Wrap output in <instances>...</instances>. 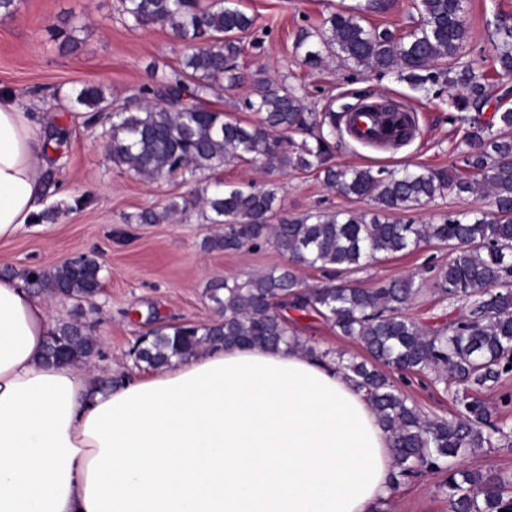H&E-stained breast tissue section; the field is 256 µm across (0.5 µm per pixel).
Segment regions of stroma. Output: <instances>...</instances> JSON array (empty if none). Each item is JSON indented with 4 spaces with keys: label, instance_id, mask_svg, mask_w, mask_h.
Wrapping results in <instances>:
<instances>
[{
    "label": "stroma",
    "instance_id": "1",
    "mask_svg": "<svg viewBox=\"0 0 512 512\" xmlns=\"http://www.w3.org/2000/svg\"><path fill=\"white\" fill-rule=\"evenodd\" d=\"M241 2L255 20L253 29L240 39L241 80L234 86L216 88L206 100L210 108L246 124L259 123V113L247 110L244 101L260 79L288 80L299 88L306 111L312 113L338 112L343 106L365 100L391 101L413 113L417 126L414 138L387 147L345 135L334 153L336 164L463 168L465 126L453 105L460 88L430 83L416 89L398 73L380 76L333 54L325 55L316 68L301 62L295 50L298 31L318 30L331 12L360 0ZM464 6L472 27L471 44L475 54L482 57L480 65L489 83V99L480 110L487 122L498 110L512 108V74L494 70L489 60L497 18L503 13L512 15V0H465ZM68 27L73 28L77 45L62 53L57 49L56 32ZM180 53L169 27H129L121 15L120 0H22L14 19L0 21V93H11L22 111L31 113L43 126L71 131L66 157L46 165L57 186L39 203L43 209L59 206L60 214L51 223L24 225L16 238L0 242V269L52 268L77 254L98 258L102 288L93 308L85 312L99 347L96 365L89 371L94 379L141 375L130 350L138 336L151 329L215 320L217 312L207 296L212 282L241 281L288 263L271 243L257 249L205 250L204 241L215 235L218 227L195 205L158 224L137 223L136 216L142 210L160 212L169 203L189 197L193 182L178 178L152 182L121 170L112 164L105 149L108 119L93 125L73 124L66 99L72 87L98 84L111 96L113 107H133L139 102L140 88L153 83L154 70L177 67ZM218 177L236 186L276 182L281 206L271 218L275 224L310 211L373 212L370 200L342 196L314 173L274 172L261 160L230 162ZM87 193L93 195V202L76 205V198ZM492 200L484 189L463 197L448 193L415 209L397 212L396 218L438 224L449 214L472 209L492 212ZM453 255L452 249L432 243L355 272L332 277L320 269L301 268L297 275L311 287L334 278L367 289L396 278H413L420 292L409 313L420 323L430 324L454 318L465 309L464 302L443 297L433 287L439 269ZM289 317L300 338L317 352L365 358L358 341L340 335L321 317L294 310ZM393 380L432 419L457 416L456 393L483 400L492 423L503 427L507 436L494 441L492 447L472 450L459 465L465 470L512 478V374L485 387H455L433 370L397 373ZM443 479V474L424 472L402 482L387 498L385 512H449Z\"/></svg>",
    "mask_w": 512,
    "mask_h": 512
}]
</instances>
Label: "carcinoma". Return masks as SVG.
<instances>
[{"instance_id":"cac0c4a2","label":"carcinoma","mask_w":512,"mask_h":512,"mask_svg":"<svg viewBox=\"0 0 512 512\" xmlns=\"http://www.w3.org/2000/svg\"><path fill=\"white\" fill-rule=\"evenodd\" d=\"M121 12L134 29L168 26L184 52L179 68L162 74L140 89L135 109L112 113L107 152L112 163L152 180L180 175L199 184L193 198L202 203L212 224L220 225L208 239V250L256 248L266 241L288 256L291 265L239 282H215L208 289L219 318L209 324L154 329L140 346L137 360L144 368L165 366L176 358L187 361L212 347L284 346L313 355L289 326L284 311L316 314L344 336L357 339L370 361L336 356V366L366 392L383 426L390 432L394 471L390 487L420 471L446 473L444 487L450 512H512L506 481L489 473L460 470L453 460L473 448L490 447L503 429L488 420V410L475 398L461 399L463 411L452 420L426 418L419 406L391 380L393 371L442 370L456 382L483 387L512 374V109L495 121L462 116L467 123L464 158L467 172L407 168H346L331 161L336 131L344 115L304 111L302 98L284 81L259 80L255 97L245 107L261 115L260 123L244 125L206 106L218 86L241 80L236 59L237 37L254 19L226 0H120ZM416 26L398 37L391 30L371 29L363 13H330L322 30L298 35L295 49L305 65L321 64L313 39L345 61L369 71L403 74L414 87L440 81L460 86L465 95L454 106L478 107L488 98L486 76L470 64L436 70L441 59L461 60L470 45V28L463 0H418ZM499 44L494 67L512 72V17L497 24ZM70 107L91 110L89 122L108 110L99 85L84 84L68 94ZM294 134L304 138L296 142ZM47 143L62 153L68 130L53 127ZM234 160H264L272 169L314 172L328 188L344 197L373 202L367 215L308 212L277 224V188L272 183L246 187L212 184V173ZM493 191L494 216L472 210L447 216L440 224L389 222L380 214L405 211L451 192L459 197L475 192L479 182ZM178 209L171 204L158 213L137 215L139 224H157ZM436 242L456 250L441 268L435 287L450 298L468 301L455 318L423 325L408 314L420 289L411 278L394 279L374 289L326 283L307 287L296 266L352 271L383 258ZM26 282L49 295L75 302L76 314L57 325L45 345L46 359L82 363L98 353L82 304L101 292V265L87 255L80 264L67 262L51 269L21 273Z\"/></svg>"}]
</instances>
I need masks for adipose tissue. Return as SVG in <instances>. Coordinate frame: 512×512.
<instances>
[{"mask_svg":"<svg viewBox=\"0 0 512 512\" xmlns=\"http://www.w3.org/2000/svg\"><path fill=\"white\" fill-rule=\"evenodd\" d=\"M49 147L0 94V241L30 223ZM46 298L0 279V512H373L391 440L318 357L214 348L106 392L43 360Z\"/></svg>","mask_w":512,"mask_h":512,"instance_id":"adipose-tissue-1","label":"adipose tissue"}]
</instances>
